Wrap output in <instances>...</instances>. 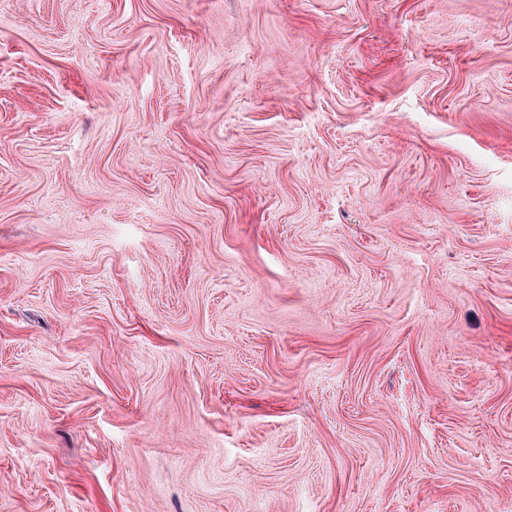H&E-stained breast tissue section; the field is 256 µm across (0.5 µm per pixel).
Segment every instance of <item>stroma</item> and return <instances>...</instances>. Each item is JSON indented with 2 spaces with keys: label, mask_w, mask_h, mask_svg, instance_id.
<instances>
[{
  "label": "stroma",
  "mask_w": 512,
  "mask_h": 512,
  "mask_svg": "<svg viewBox=\"0 0 512 512\" xmlns=\"http://www.w3.org/2000/svg\"><path fill=\"white\" fill-rule=\"evenodd\" d=\"M0 512H512V0H0Z\"/></svg>",
  "instance_id": "stroma-1"
}]
</instances>
